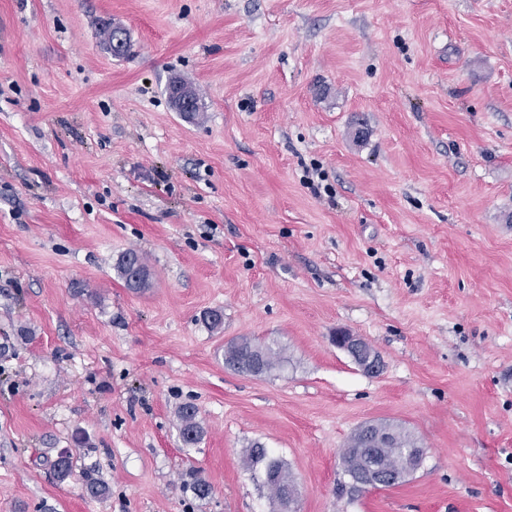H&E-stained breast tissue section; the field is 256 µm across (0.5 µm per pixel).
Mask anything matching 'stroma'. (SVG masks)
Returning a JSON list of instances; mask_svg holds the SVG:
<instances>
[{"label":"stroma","instance_id":"obj_1","mask_svg":"<svg viewBox=\"0 0 512 512\" xmlns=\"http://www.w3.org/2000/svg\"><path fill=\"white\" fill-rule=\"evenodd\" d=\"M366 422L425 457L339 493ZM257 441L298 512H512V0H0V512H276ZM171 101L179 112H195L198 109V102L194 90L183 83L175 82L170 85ZM197 106V108H196ZM333 340L336 346L347 352L364 372L376 375L382 371L384 365L381 356L360 336H354L346 330H338ZM255 356L261 360L264 372L275 370L281 361L280 353L271 346L262 345L252 339H246L236 349L235 355L225 360L226 366L237 372L252 373L253 358ZM196 414V408L191 405L184 406L179 412V419L181 422V437L184 444L186 445H194L200 438L199 427L194 421ZM244 464L258 482L260 477L261 485L273 499L294 482L284 462L259 443L247 449Z\"/></svg>","mask_w":512,"mask_h":512}]
</instances>
